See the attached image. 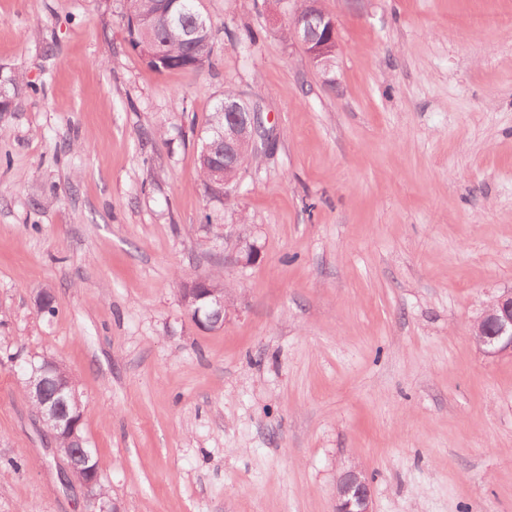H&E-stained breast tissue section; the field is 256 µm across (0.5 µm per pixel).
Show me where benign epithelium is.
Instances as JSON below:
<instances>
[{
	"label": "benign epithelium",
	"mask_w": 512,
	"mask_h": 512,
	"mask_svg": "<svg viewBox=\"0 0 512 512\" xmlns=\"http://www.w3.org/2000/svg\"><path fill=\"white\" fill-rule=\"evenodd\" d=\"M294 41L302 45L314 67L327 76L334 67L338 53L336 28L324 36L316 35L311 28L295 25ZM237 95L224 93V148L237 170H242L252 160L247 139H255L260 128L255 118L237 115ZM182 304L193 322L205 330L224 325L227 303L224 294L217 293L204 281H191L183 290ZM478 347L488 356L512 355V288L493 298L484 308L472 332ZM27 398L42 426L52 437L48 455L63 459L66 466L59 470L63 486L77 483L81 486L90 507L88 512H120L114 502L105 506L99 503L93 489L99 485V470L94 463L91 449L84 446L80 434L84 412L81 402L71 409L70 399L79 398L71 378L58 373L57 362L45 361L30 364ZM336 512H374L371 482L359 467L346 469L339 477L335 489Z\"/></svg>",
	"instance_id": "obj_1"
}]
</instances>
